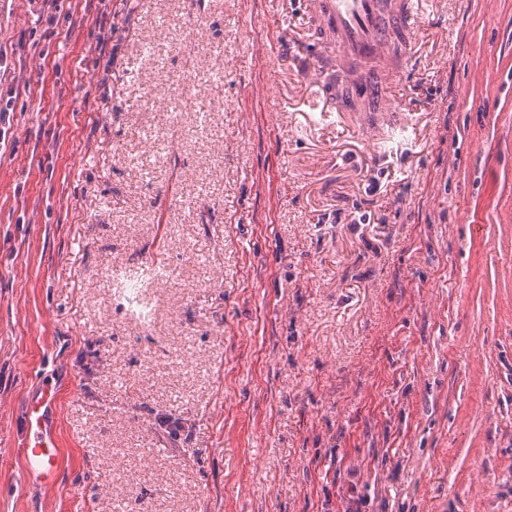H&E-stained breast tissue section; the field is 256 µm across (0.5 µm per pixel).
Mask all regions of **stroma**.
Segmentation results:
<instances>
[{"label": "stroma", "instance_id": "35a3bbf8", "mask_svg": "<svg viewBox=\"0 0 512 512\" xmlns=\"http://www.w3.org/2000/svg\"><path fill=\"white\" fill-rule=\"evenodd\" d=\"M65 3L0 0V512H512V0H425L381 125L301 0ZM8 57V49L0 44V85L2 82L8 83L4 97L0 93V154L7 148L6 129L10 126V114L14 112V100L17 98V89L11 84V73L15 70V62L12 56ZM7 126V128H6ZM57 393L52 377L43 375L39 391L28 398L25 406L19 449L29 485H51L61 465V450L52 416Z\"/></svg>", "mask_w": 512, "mask_h": 512}]
</instances>
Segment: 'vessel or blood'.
I'll list each match as a JSON object with an SVG mask.
<instances>
[{"mask_svg": "<svg viewBox=\"0 0 512 512\" xmlns=\"http://www.w3.org/2000/svg\"><path fill=\"white\" fill-rule=\"evenodd\" d=\"M306 6L309 16L323 24L324 40L313 51V83L325 95V111H350L351 102L342 96L347 88L380 98L401 64L393 48L419 24L420 5L413 0H306ZM57 393L52 377L42 376L39 391L25 406L20 453L31 485H51L61 465L53 427Z\"/></svg>", "mask_w": 512, "mask_h": 512, "instance_id": "b4317fda", "label": "vessel or blood"}]
</instances>
